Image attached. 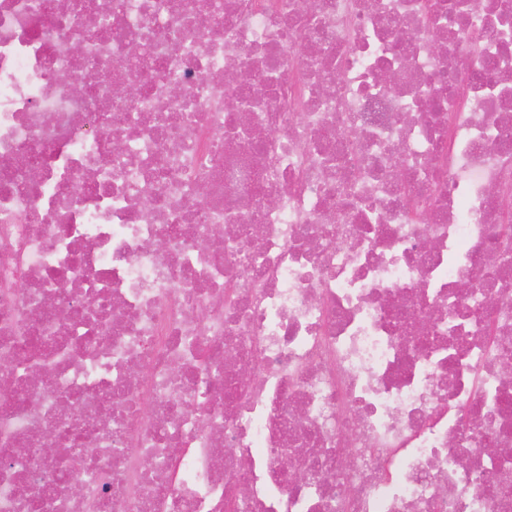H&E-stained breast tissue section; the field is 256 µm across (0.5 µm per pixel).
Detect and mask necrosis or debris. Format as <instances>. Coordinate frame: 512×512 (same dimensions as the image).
<instances>
[{
	"label": "necrosis or debris",
	"instance_id": "obj_1",
	"mask_svg": "<svg viewBox=\"0 0 512 512\" xmlns=\"http://www.w3.org/2000/svg\"><path fill=\"white\" fill-rule=\"evenodd\" d=\"M57 3L0 0V512H512V0Z\"/></svg>",
	"mask_w": 512,
	"mask_h": 512
}]
</instances>
